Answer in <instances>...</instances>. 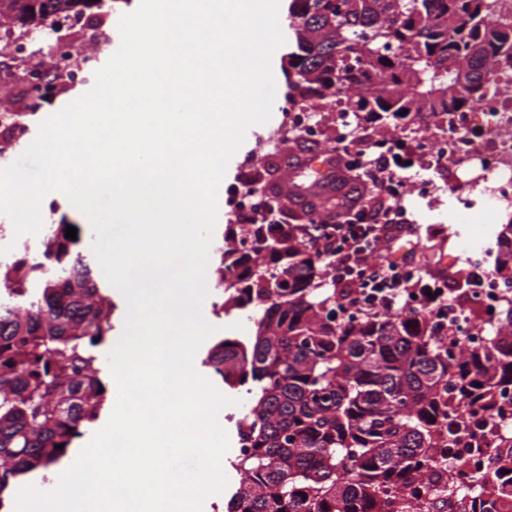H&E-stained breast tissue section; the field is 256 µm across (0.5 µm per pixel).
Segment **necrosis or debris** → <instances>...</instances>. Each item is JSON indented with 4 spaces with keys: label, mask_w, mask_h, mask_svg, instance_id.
I'll return each instance as SVG.
<instances>
[{
    "label": "necrosis or debris",
    "mask_w": 512,
    "mask_h": 512,
    "mask_svg": "<svg viewBox=\"0 0 512 512\" xmlns=\"http://www.w3.org/2000/svg\"><path fill=\"white\" fill-rule=\"evenodd\" d=\"M74 54L73 47L61 41L50 55V69L28 68L29 80L36 85L29 110L39 109L55 96L52 74L80 82L93 73L96 51L85 52L86 65L81 70L72 67ZM486 79L490 91L474 109L453 113L448 126L439 118L425 116L430 132L413 142L417 153L432 156L456 174L449 189L458 201L457 221L461 224H494L512 217V75L505 77L491 69ZM463 260L467 270L484 281L473 301L474 309L483 319L497 318L504 297L512 294V285L495 276L485 245H466Z\"/></svg>",
    "instance_id": "4bbe7bcc"
}]
</instances>
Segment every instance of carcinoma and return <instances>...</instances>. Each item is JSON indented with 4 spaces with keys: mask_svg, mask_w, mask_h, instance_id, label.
<instances>
[{
    "mask_svg": "<svg viewBox=\"0 0 512 512\" xmlns=\"http://www.w3.org/2000/svg\"><path fill=\"white\" fill-rule=\"evenodd\" d=\"M499 0H290L288 98L330 95L358 120L394 127L418 112H463L486 96L483 68L512 73ZM406 114L399 115V112ZM329 200L305 212L328 223ZM52 224L35 248L0 256V512L21 477L48 470L100 418L103 346L117 305L94 257ZM496 276L512 283V219L496 242ZM323 260L286 224L256 228L226 284L249 306L247 344L221 339L202 365L245 390L231 461L241 475L225 512H406L399 494L435 479L452 488L425 512H512V430L495 417L512 391V300L485 345L436 334L426 314L339 319ZM502 451L487 455L483 440ZM63 449H57V446ZM446 457L439 470L434 456ZM478 483L470 497L453 489Z\"/></svg>",
    "mask_w": 512,
    "mask_h": 512,
    "instance_id": "obj_1",
    "label": "carcinoma"
}]
</instances>
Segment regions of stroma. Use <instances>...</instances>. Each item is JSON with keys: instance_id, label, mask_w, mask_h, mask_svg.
Returning a JSON list of instances; mask_svg holds the SVG:
<instances>
[{"instance_id": "1", "label": "stroma", "mask_w": 512, "mask_h": 512, "mask_svg": "<svg viewBox=\"0 0 512 512\" xmlns=\"http://www.w3.org/2000/svg\"><path fill=\"white\" fill-rule=\"evenodd\" d=\"M140 0H105L101 7L88 9L84 17V26L96 30V37L105 45L99 55V64H106L112 54L118 49L120 35L118 21L121 15L138 8ZM84 26H63L57 30H45L32 39H24L23 28L14 19H0V61L9 57L8 45L17 40H25L27 48H46L58 38L71 41L77 48H85ZM285 47H278L272 56V72L275 79L276 93L272 116L267 123L255 124L249 127L243 144L230 159L223 181L232 183L243 176L259 180L265 193H282L284 186L293 178L299 158L305 157L311 151V144L299 137H289L272 153H263L260 145L271 131L283 122V116L288 107V85L282 68V57ZM456 201L447 189L434 190L427 195L412 199L408 203L417 223L422 224V236L411 241H398L391 247L397 255L413 254L416 263L433 275H444L448 278L451 295H458L465 290L461 279L463 277V254L460 243L478 240L494 244L498 231L494 224H459L455 221L454 208ZM41 213L44 223L55 224L60 219L79 225L80 236L84 246H91L94 240L92 228L84 217L69 200L59 192L47 194L41 202ZM218 297L216 292H208L201 311L204 319L217 329V338H245L252 336L255 326L244 315L242 310L233 309L218 314L214 304Z\"/></svg>"}]
</instances>
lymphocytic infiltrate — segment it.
<instances>
[{
	"label": "lymphocytic infiltrate",
	"mask_w": 512,
	"mask_h": 512,
	"mask_svg": "<svg viewBox=\"0 0 512 512\" xmlns=\"http://www.w3.org/2000/svg\"><path fill=\"white\" fill-rule=\"evenodd\" d=\"M348 147H340L346 157ZM396 167L361 148L356 161L345 164L347 170L361 175L384 198L383 206L346 212L333 224H310L304 229L307 241L326 259L334 288L340 297L342 314L376 317L401 309L426 312L439 331L448 327V281L426 276L411 259L380 262L376 256L396 237L413 236L419 230L409 211L402 205L395 187L401 171L407 170L409 155L396 152Z\"/></svg>",
	"instance_id": "f902f5d3"
}]
</instances>
